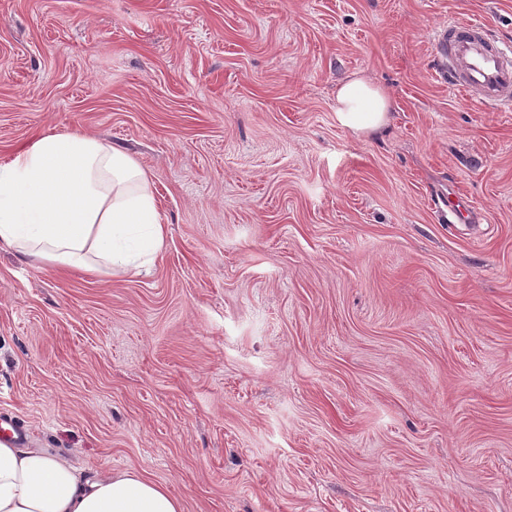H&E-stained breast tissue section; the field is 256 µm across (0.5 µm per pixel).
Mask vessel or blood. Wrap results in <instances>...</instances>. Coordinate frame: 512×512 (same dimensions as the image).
<instances>
[{
  "label": "vessel or blood",
  "mask_w": 512,
  "mask_h": 512,
  "mask_svg": "<svg viewBox=\"0 0 512 512\" xmlns=\"http://www.w3.org/2000/svg\"><path fill=\"white\" fill-rule=\"evenodd\" d=\"M435 48L455 90L487 104L512 103V48L490 40L483 22L448 23L437 31Z\"/></svg>",
  "instance_id": "1"
}]
</instances>
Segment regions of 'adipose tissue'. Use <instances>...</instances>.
Listing matches in <instances>:
<instances>
[{"mask_svg": "<svg viewBox=\"0 0 512 512\" xmlns=\"http://www.w3.org/2000/svg\"><path fill=\"white\" fill-rule=\"evenodd\" d=\"M389 94L362 74L336 87V120L355 135L387 124ZM165 227L149 173L81 131L47 133L0 163V247L53 268L114 277L150 270ZM0 512H184L134 469L78 466L68 448L0 443Z\"/></svg>", "mask_w": 512, "mask_h": 512, "instance_id": "adipose-tissue-1", "label": "adipose tissue"}]
</instances>
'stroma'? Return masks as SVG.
<instances>
[{"label": "stroma", "instance_id": "obj_1", "mask_svg": "<svg viewBox=\"0 0 512 512\" xmlns=\"http://www.w3.org/2000/svg\"><path fill=\"white\" fill-rule=\"evenodd\" d=\"M463 18L512 46V0H0V163L87 132L166 229L139 276L0 248V421L184 512H512V108L449 86ZM391 107L389 94L360 73L351 74L336 87V120L357 136L379 133Z\"/></svg>", "mask_w": 512, "mask_h": 512}]
</instances>
